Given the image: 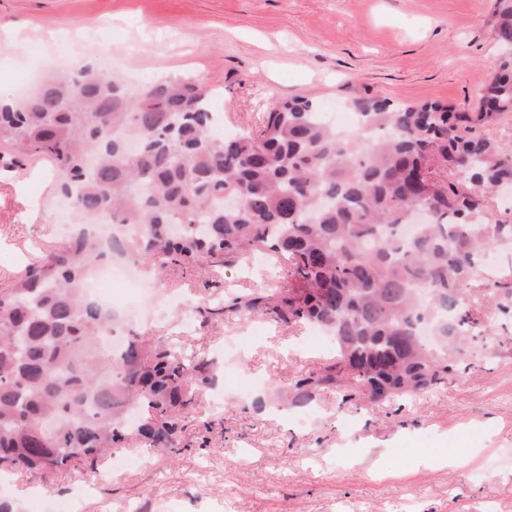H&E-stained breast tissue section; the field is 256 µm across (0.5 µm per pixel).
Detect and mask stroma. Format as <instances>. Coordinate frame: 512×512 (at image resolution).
<instances>
[{
  "instance_id": "35a3bbf8",
  "label": "stroma",
  "mask_w": 512,
  "mask_h": 512,
  "mask_svg": "<svg viewBox=\"0 0 512 512\" xmlns=\"http://www.w3.org/2000/svg\"><path fill=\"white\" fill-rule=\"evenodd\" d=\"M490 0H0V96L43 71L76 64L71 29L89 30L96 54L123 53L140 85L190 78L210 91L217 132L255 131L278 100L344 104L349 86L392 101L474 106L500 51ZM25 29L21 44L5 34ZM56 165L17 158L0 143V284L23 274L68 235ZM512 283V238L480 260L473 285ZM288 267L254 254L221 267H172L151 299L128 302L124 335L152 337L214 364L200 410L172 454L127 441L132 464L110 458L46 477L27 495L0 496L28 512H512V307L484 306L485 339L453 352L437 389L376 403L351 383H297L335 364L318 327L257 309H233L291 288ZM197 308L192 328L180 304ZM473 456L454 468L440 455Z\"/></svg>"
}]
</instances>
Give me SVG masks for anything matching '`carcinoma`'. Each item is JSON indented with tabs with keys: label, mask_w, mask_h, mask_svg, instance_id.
<instances>
[{
	"label": "carcinoma",
	"mask_w": 512,
	"mask_h": 512,
	"mask_svg": "<svg viewBox=\"0 0 512 512\" xmlns=\"http://www.w3.org/2000/svg\"><path fill=\"white\" fill-rule=\"evenodd\" d=\"M502 54L471 112L355 93L360 129L315 120L316 103L283 99L253 135L213 133L205 87L166 79L132 90L87 56L72 73L0 97V139L52 159L56 189L87 215L137 233L115 248L144 272L219 266L268 249L299 287L233 299L335 336L340 361L313 382L348 380L373 400L434 388L453 370L448 346L479 337L470 288L475 256L512 224L484 219L486 198L512 187V155L477 129L512 112V0H492ZM385 131L370 140L366 129ZM243 204L224 208L227 194ZM431 212L414 235L403 226ZM75 235L0 287V474L94 465L132 436L180 452L181 423L213 380L206 361L130 336L101 345L112 318L82 284L103 260ZM429 321L435 346L414 341Z\"/></svg>",
	"instance_id": "carcinoma-1"
}]
</instances>
